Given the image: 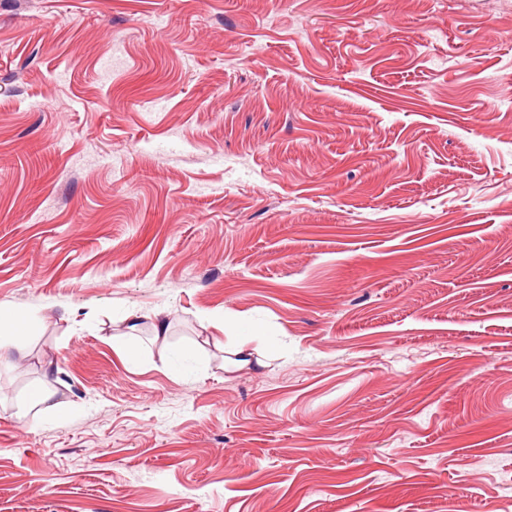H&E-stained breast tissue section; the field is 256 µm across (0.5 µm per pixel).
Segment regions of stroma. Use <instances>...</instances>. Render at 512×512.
Here are the masks:
<instances>
[{"instance_id": "stroma-1", "label": "stroma", "mask_w": 512, "mask_h": 512, "mask_svg": "<svg viewBox=\"0 0 512 512\" xmlns=\"http://www.w3.org/2000/svg\"><path fill=\"white\" fill-rule=\"evenodd\" d=\"M1 308L0 512H512V0H0ZM28 314L24 311H1L0 313V358L1 352L15 350L17 359L26 353L22 346V337L28 325ZM51 394L44 388H38L34 393L27 396L26 403L21 406L18 412L19 417L47 415L57 409V405L50 403Z\"/></svg>"}]
</instances>
